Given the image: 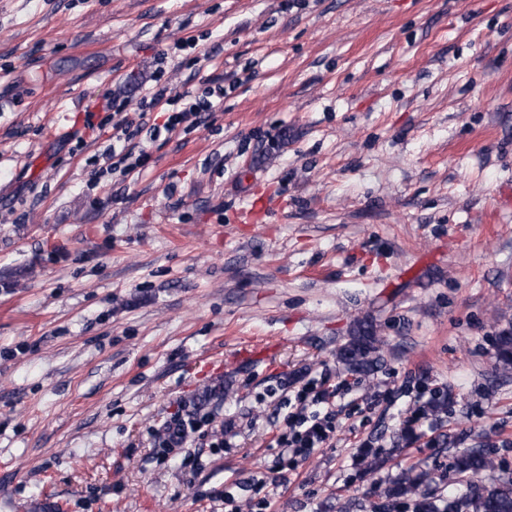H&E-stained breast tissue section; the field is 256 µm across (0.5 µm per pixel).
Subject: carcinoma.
<instances>
[{
	"label": "carcinoma",
	"instance_id": "cac0c4a2",
	"mask_svg": "<svg viewBox=\"0 0 512 512\" xmlns=\"http://www.w3.org/2000/svg\"><path fill=\"white\" fill-rule=\"evenodd\" d=\"M380 344L373 325L363 322L338 348L337 358L348 371L369 376L381 366ZM495 355L503 364H512V332L504 331L497 337ZM449 468L457 476L461 489L446 496L434 492L431 471L415 463L384 489V502L379 508L409 501L414 512H512V478H499L488 486L480 481L481 475L495 470L494 460L486 449L471 448L452 456Z\"/></svg>",
	"mask_w": 512,
	"mask_h": 512
}]
</instances>
